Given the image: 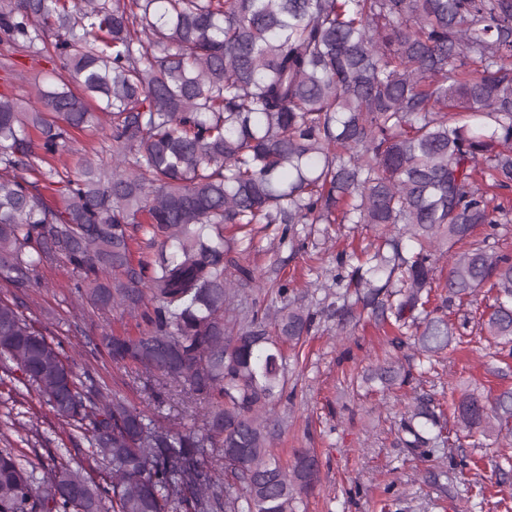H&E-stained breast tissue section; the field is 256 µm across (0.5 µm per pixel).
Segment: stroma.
Wrapping results in <instances>:
<instances>
[{"label":"stroma","mask_w":512,"mask_h":512,"mask_svg":"<svg viewBox=\"0 0 512 512\" xmlns=\"http://www.w3.org/2000/svg\"><path fill=\"white\" fill-rule=\"evenodd\" d=\"M14 73L0 69V94L20 103L32 98L33 82L45 78L53 66L51 56L40 62L14 55ZM282 227L257 225L252 240L239 241L240 261L252 268L263 287L244 289L239 304L244 308L277 309L281 299L273 280L291 281L301 289L307 283L330 282L339 250L352 240L348 230L301 227L306 249H316L319 260L307 261L304 251L279 244ZM71 268L57 263L39 271L36 288L9 289V297L27 303L35 324L60 335L77 372L109 389L147 412L169 418H188L180 404L155 406L143 390L144 375L134 366H116L99 344L102 332L136 336L143 329L140 319L112 311L100 313L90 301L70 293ZM468 344L423 376L393 392H367L361 371L377 364L387 349L374 324L361 321L349 334L341 335L336 324L323 321L307 336L300 352L286 351V387L274 410L280 425L275 452L292 462L297 448L313 449L320 465V481L305 505L306 512H512V474L495 473L497 443L473 438L457 430L451 414L441 423L447 438L444 454L422 458L403 448L399 425L405 405L425 396L449 405L451 387H472L493 397L512 389V357L489 361L475 324H468ZM18 430L0 438V448L9 446L26 459L65 453L70 442L56 419L42 413L39 434L29 437L28 415H20ZM443 475H436V468Z\"/></svg>","instance_id":"obj_1"}]
</instances>
